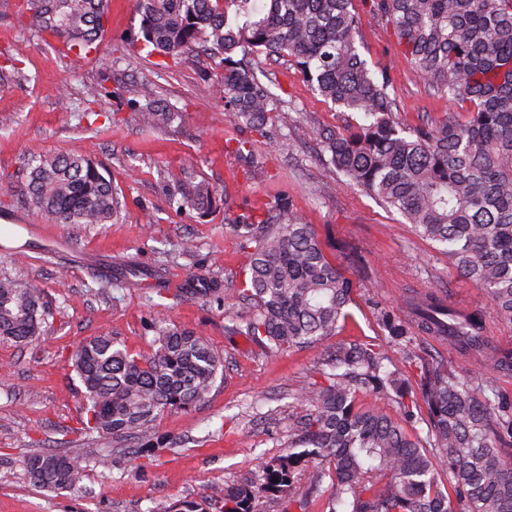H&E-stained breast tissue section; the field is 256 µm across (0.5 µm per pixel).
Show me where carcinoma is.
<instances>
[{
	"instance_id": "obj_1",
	"label": "carcinoma",
	"mask_w": 512,
	"mask_h": 512,
	"mask_svg": "<svg viewBox=\"0 0 512 512\" xmlns=\"http://www.w3.org/2000/svg\"><path fill=\"white\" fill-rule=\"evenodd\" d=\"M108 0H22L44 36L84 60L105 31ZM150 54L173 62L199 49L220 59L215 84L225 120L261 135L277 117L288 127L281 98L257 74L255 59H293L311 89L359 117L339 131H321L324 152L341 181L400 212L421 236L441 247L466 279L484 288L499 317L512 322V0H371L416 77L467 120L403 127L392 118V81L373 70L357 45L353 0H134ZM145 127L167 130L180 109L141 94ZM176 203L199 212L215 191L199 182L179 187ZM29 204L54 224H109L117 191L91 158L47 154L31 167ZM231 230L249 257L239 293L256 312L245 335L276 355L336 331L353 284L326 257L314 227L289 198L266 214L240 215ZM421 330L464 354L484 353L483 321L431 298L417 305ZM49 311L42 288L0 276V340L28 345L42 335ZM148 353L109 335L71 351L68 366L82 385V430L133 437L155 446L153 422L167 411L206 400L224 359L208 340L159 320ZM388 357L361 343L336 348L330 371L295 397L302 409L288 430L300 452L273 458L257 482L214 488L205 504L185 500L169 512H256L259 497L286 493V512H512V405L480 399L455 373L434 368L421 381L430 427L413 438L390 415L357 404L361 388L399 392ZM448 459L443 484L430 449ZM307 458L327 467L303 485L292 474ZM94 458L46 450L25 455L30 480L47 490L76 486ZM278 482H273V479Z\"/></svg>"
}]
</instances>
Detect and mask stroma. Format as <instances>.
<instances>
[{
    "label": "stroma",
    "mask_w": 512,
    "mask_h": 512,
    "mask_svg": "<svg viewBox=\"0 0 512 512\" xmlns=\"http://www.w3.org/2000/svg\"><path fill=\"white\" fill-rule=\"evenodd\" d=\"M18 0H0V225H15L19 247L0 245V274L39 284L51 312L40 339L26 346L0 342V512H168L181 500H201L216 484L256 480L263 460L288 454V429L300 411L297 392L336 346L374 345L391 358L408 396L421 402L427 370L442 364L481 395L512 397V370L477 364L436 344L418 327L406 336L416 357L406 360L383 325L409 321L411 295H442L480 313L490 343L512 351V323L490 297L463 278L438 248L404 217L368 193L339 186L323 153L319 130H336L347 116L313 93L289 58L262 62L291 117L289 129L268 136L224 119L213 92L223 74L218 59L189 54L167 69L146 58L133 0H111L98 50L80 69L42 40ZM359 50L392 80L399 123H438L450 111L420 82L393 47L368 0H355ZM150 91L176 103L184 120L173 130L143 128L135 101ZM99 111L86 113L88 94ZM246 141L253 163L227 149ZM82 153L110 178L119 198L109 224H51L28 204L32 159ZM203 181L217 192L207 215L178 208L180 185ZM288 196L327 244L329 259L353 282L347 317L333 335L274 356L244 334L255 311L239 299L248 257L227 221ZM193 240V251L182 249ZM220 296H212V289ZM166 320L205 336L224 359L210 396L188 410L165 412L153 424L161 443L136 456L137 442L86 436L81 384L66 363L81 343L104 333L133 350L150 351L153 326ZM110 456L108 468L86 471L79 489L47 491L26 475L24 455L44 450Z\"/></svg>",
    "instance_id": "1"
}]
</instances>
